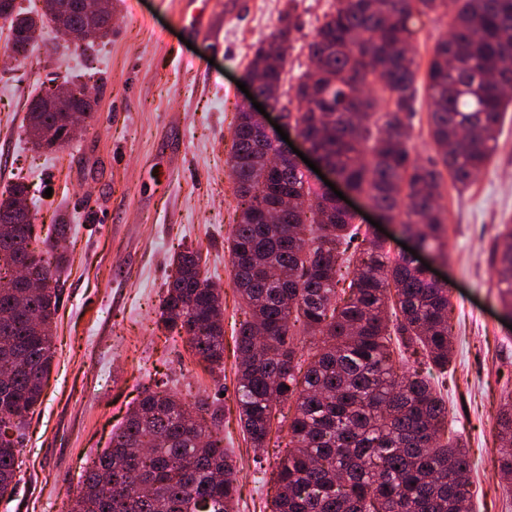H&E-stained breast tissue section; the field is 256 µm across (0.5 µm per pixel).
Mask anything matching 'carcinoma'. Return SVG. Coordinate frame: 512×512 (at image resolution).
I'll return each mask as SVG.
<instances>
[{
    "label": "carcinoma",
    "mask_w": 512,
    "mask_h": 512,
    "mask_svg": "<svg viewBox=\"0 0 512 512\" xmlns=\"http://www.w3.org/2000/svg\"><path fill=\"white\" fill-rule=\"evenodd\" d=\"M447 8V0H336L308 44L322 67L297 78L295 112L281 92L296 29L291 12L245 70L337 178L439 259L448 258L445 179L460 192L470 186L512 109V0H455L449 35L435 42L426 71L435 153L424 161L413 153L418 63L409 21ZM0 19L8 23L5 49L27 55L44 28L85 24L71 0L26 10L0 0ZM111 31L108 18L95 19L87 46ZM44 105L43 92L30 99L25 132L47 136L37 145L57 151L69 144L60 139L66 116ZM275 151L257 116L240 107L227 159L239 215L227 249L232 289L247 309L234 338L236 404L256 453L282 427V404L292 411L288 443L271 468L255 459L259 480L274 482L269 512H465L471 462L444 437L448 407L431 374L403 372L393 351L421 352L448 371L447 287L361 234L356 214L320 194L291 160L266 172ZM26 193L17 183L0 198V497L19 482L14 433L42 403L60 301L56 243L36 237L30 215L12 223ZM499 237L490 261L511 315L512 225ZM29 260L39 288L13 277ZM353 260L350 294L341 297L336 285ZM174 264L157 326L185 340L210 372L221 371L224 288L204 276L196 248ZM222 419L209 397L186 403L156 382L85 469L68 512H235L237 473L219 436ZM495 429L500 474L512 484V398Z\"/></svg>",
    "instance_id": "obj_1"
}]
</instances>
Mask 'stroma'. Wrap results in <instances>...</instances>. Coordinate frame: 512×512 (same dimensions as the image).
<instances>
[{"instance_id": "1", "label": "stroma", "mask_w": 512, "mask_h": 512, "mask_svg": "<svg viewBox=\"0 0 512 512\" xmlns=\"http://www.w3.org/2000/svg\"><path fill=\"white\" fill-rule=\"evenodd\" d=\"M335 0H206L205 28H189L179 0H112V33L84 51L52 28L16 62L3 52L0 20V194L28 187L39 235L69 225L60 243L62 297L55 356L43 403L29 417L20 481L0 512H53L74 495L86 464L145 388L166 380L184 401L205 394L224 409V446L239 480L236 512H263L271 493L255 478V452L238 419L233 329L244 320L230 284L226 238L238 217L226 164L234 118L246 100L237 86L255 49L289 12L297 29L283 88L293 91L310 63L307 45ZM81 78L97 99L93 132L64 150L37 147L22 124L33 92ZM450 259L429 255L453 306V359L436 378L448 429L472 463L471 512H512L501 481L494 425L512 395V316L504 311L489 250L512 225V112L496 153L464 193L446 187ZM202 251L207 275L224 286V369L212 374L182 339L155 328L172 261Z\"/></svg>"}]
</instances>
